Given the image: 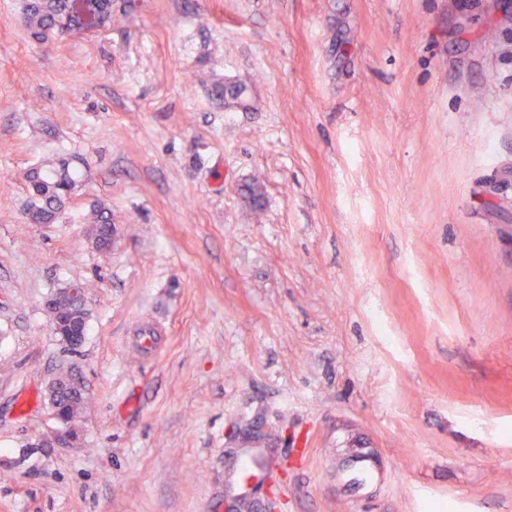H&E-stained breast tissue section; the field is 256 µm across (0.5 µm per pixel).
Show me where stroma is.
<instances>
[{
	"mask_svg": "<svg viewBox=\"0 0 512 512\" xmlns=\"http://www.w3.org/2000/svg\"><path fill=\"white\" fill-rule=\"evenodd\" d=\"M117 15L43 43L0 0V512H224L238 448L279 471L252 512H512V0ZM74 156L29 223L27 171ZM63 363L79 441L42 448ZM83 180L82 171L68 161L27 174L29 204L26 218L32 224H52ZM48 303L57 309L59 315V318L54 322V319L57 318L56 310L48 307L55 335L65 340L76 351L83 344L84 333L81 332V325L76 321V316L70 315L85 308L83 289L78 288L77 285L59 288L53 293ZM60 343L69 347L63 341H60Z\"/></svg>",
	"mask_w": 512,
	"mask_h": 512,
	"instance_id": "35a3bbf8",
	"label": "stroma"
}]
</instances>
